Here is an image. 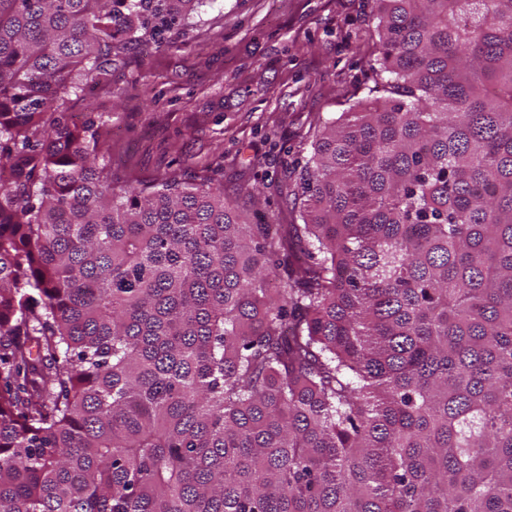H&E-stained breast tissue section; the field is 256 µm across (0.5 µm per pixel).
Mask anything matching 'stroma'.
<instances>
[{
	"label": "stroma",
	"mask_w": 512,
	"mask_h": 512,
	"mask_svg": "<svg viewBox=\"0 0 512 512\" xmlns=\"http://www.w3.org/2000/svg\"><path fill=\"white\" fill-rule=\"evenodd\" d=\"M375 0H211L163 46L112 58L70 108L102 118L114 181L207 173L254 224L299 223L297 158L372 86Z\"/></svg>",
	"instance_id": "stroma-1"
}]
</instances>
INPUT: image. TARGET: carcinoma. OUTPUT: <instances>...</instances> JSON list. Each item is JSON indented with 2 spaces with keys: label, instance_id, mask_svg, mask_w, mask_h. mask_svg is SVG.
Wrapping results in <instances>:
<instances>
[{
  "label": "carcinoma",
  "instance_id": "cac0c4a2",
  "mask_svg": "<svg viewBox=\"0 0 512 512\" xmlns=\"http://www.w3.org/2000/svg\"><path fill=\"white\" fill-rule=\"evenodd\" d=\"M210 2L0 0V512H512V0H376L286 230L69 113Z\"/></svg>",
  "mask_w": 512,
  "mask_h": 512
}]
</instances>
